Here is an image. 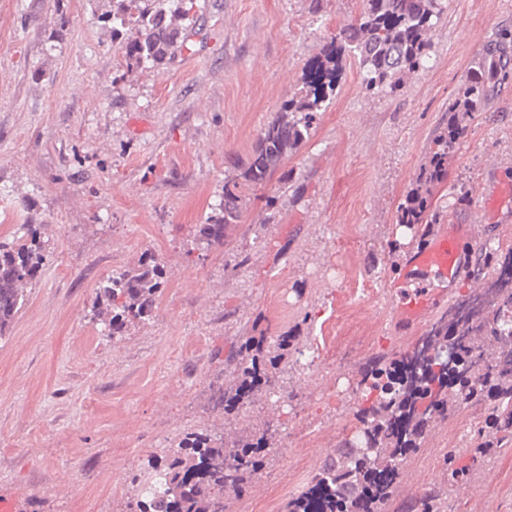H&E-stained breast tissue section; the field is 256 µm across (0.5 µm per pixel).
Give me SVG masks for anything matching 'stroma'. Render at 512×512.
Masks as SVG:
<instances>
[{
  "label": "stroma",
  "instance_id": "obj_1",
  "mask_svg": "<svg viewBox=\"0 0 512 512\" xmlns=\"http://www.w3.org/2000/svg\"><path fill=\"white\" fill-rule=\"evenodd\" d=\"M110 0H0V242L37 229L46 261L0 338V493L22 512H134L141 483L192 432L227 439L272 421L271 451L225 512H286L326 456L351 439L356 383L372 355L413 347L451 305L401 330L394 285L426 234L401 204L483 53L512 42V0H447L431 66L401 91L367 93L346 55L335 97L299 151L248 201L224 247L198 228L280 104L300 88L360 0H195L172 64L127 69L98 17ZM432 188L437 224H475L512 249V82L482 111ZM152 254L155 308L116 337L99 286ZM292 335L280 388L225 413L211 397L249 336ZM483 406L458 405L402 470L387 512L440 478ZM451 512H512V448L471 465Z\"/></svg>",
  "mask_w": 512,
  "mask_h": 512
}]
</instances>
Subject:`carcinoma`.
I'll use <instances>...</instances> for the list:
<instances>
[{
  "label": "carcinoma",
  "instance_id": "carcinoma-1",
  "mask_svg": "<svg viewBox=\"0 0 512 512\" xmlns=\"http://www.w3.org/2000/svg\"><path fill=\"white\" fill-rule=\"evenodd\" d=\"M191 9L192 0H113L112 10L99 21L118 36L131 32L120 46L127 66L155 68L170 58L181 37L177 21L188 18ZM443 11L442 0H361L359 15L322 49L302 87L261 132L240 173L224 182L218 212L200 225L203 240L224 246L229 226L242 219L245 191L264 186L308 137L315 114L336 94L346 52L359 57L367 91L393 93L406 74L431 60L430 34ZM511 63L504 55L486 54L478 62L480 78L466 84L448 111H477L496 86L512 77ZM465 132L452 120L435 137L436 151L420 169L398 223L410 229L429 224V187L447 177L448 153ZM27 236L28 243L0 244V338L9 332L26 285L43 265L37 232L30 229ZM489 268L495 276L485 281L483 271ZM163 275L159 264L143 262L103 282L100 296L112 306L110 334L151 314ZM468 279L477 283V291L458 296L413 348L379 354L361 369L356 440L325 458L318 473L288 501L287 512H385L403 465L459 401L487 403L483 425L471 433L467 447L448 449L442 481L424 488L410 509L447 512L448 489L469 483L468 470L458 466L463 454L485 459L502 451V443L512 438V250L484 251ZM262 343L252 337L239 354L225 359L236 376L219 389L215 407L231 412L254 394L275 389L273 370L285 352L301 353L296 337H280L268 358L270 370L260 379L256 364ZM270 431L265 423L228 444L202 432L186 435L150 474L157 487L140 490L136 512H224V493L241 494L263 467Z\"/></svg>",
  "mask_w": 512,
  "mask_h": 512
}]
</instances>
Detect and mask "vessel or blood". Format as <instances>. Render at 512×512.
Listing matches in <instances>:
<instances>
[{
	"label": "vessel or blood",
	"mask_w": 512,
	"mask_h": 512,
	"mask_svg": "<svg viewBox=\"0 0 512 512\" xmlns=\"http://www.w3.org/2000/svg\"><path fill=\"white\" fill-rule=\"evenodd\" d=\"M479 246L474 225L451 224L410 252L396 289L399 322L420 324L439 296L464 278L467 259Z\"/></svg>",
	"instance_id": "1"
}]
</instances>
